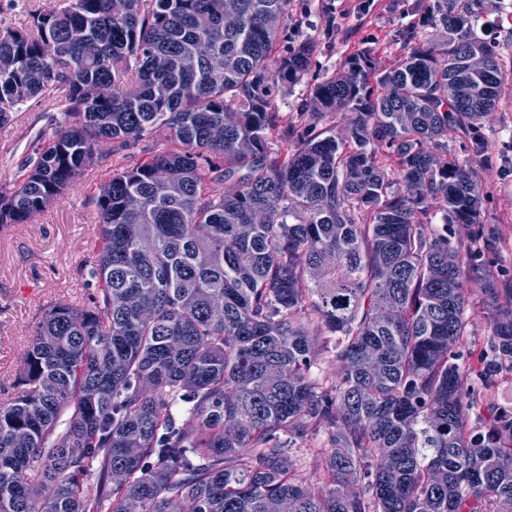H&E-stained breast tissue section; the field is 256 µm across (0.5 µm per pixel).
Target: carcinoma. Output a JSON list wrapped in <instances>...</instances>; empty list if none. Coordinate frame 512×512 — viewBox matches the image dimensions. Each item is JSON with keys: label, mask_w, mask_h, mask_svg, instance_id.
Returning a JSON list of instances; mask_svg holds the SVG:
<instances>
[{"label": "carcinoma", "mask_w": 512, "mask_h": 512, "mask_svg": "<svg viewBox=\"0 0 512 512\" xmlns=\"http://www.w3.org/2000/svg\"><path fill=\"white\" fill-rule=\"evenodd\" d=\"M287 4L61 0L0 28V124L48 95L64 116L0 189V224L28 223L103 143L145 152L95 194L93 307H50L0 402V512L512 508V414L453 353L477 288L487 388L512 366V288L448 235L482 223L448 133L491 120L503 55L438 0L442 43L381 74L344 63L310 97L318 118L349 113L344 134L311 126L283 155L276 90L312 65L305 39L273 52ZM312 430L330 448L316 492L292 459Z\"/></svg>", "instance_id": "1"}]
</instances>
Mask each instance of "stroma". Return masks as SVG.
Masks as SVG:
<instances>
[{
    "label": "stroma",
    "instance_id": "stroma-1",
    "mask_svg": "<svg viewBox=\"0 0 512 512\" xmlns=\"http://www.w3.org/2000/svg\"><path fill=\"white\" fill-rule=\"evenodd\" d=\"M435 3L372 0L367 6L363 0H289L276 51L284 53L294 42L306 39L314 54L308 74L276 94L283 126L301 130L314 124L343 131L347 113L337 111L318 119L311 115L314 84L346 60L365 53L376 71L393 68L413 46V33L437 43L439 32L429 22ZM474 11L479 36L499 43L505 56L512 57V0H479ZM61 118L53 98H36L0 125V188L13 187L21 179V167L38 132ZM479 136L485 149L477 156L471 137L448 136L449 155L470 160L483 192L482 224H456L452 230L457 238L473 244L480 262L495 273L501 287L512 288V71L505 76L491 123L480 129ZM111 171V160L96 162L77 185L29 223L0 228V401L18 393L16 371L50 306L61 298L82 309L92 305L97 285L90 275L91 244L98 233L93 195ZM465 317L468 335L455 351L468 373L469 390L481 398L492 395L498 407L512 411V369H500L493 389H486L483 380L493 337L480 293L472 294Z\"/></svg>",
    "mask_w": 512,
    "mask_h": 512
}]
</instances>
